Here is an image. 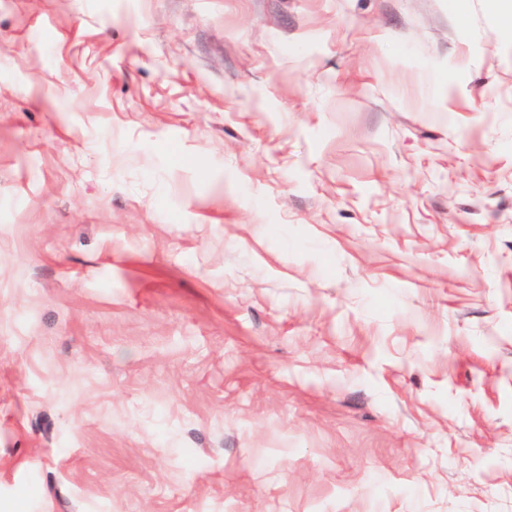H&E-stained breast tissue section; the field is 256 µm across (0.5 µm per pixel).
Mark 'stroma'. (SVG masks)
<instances>
[{
	"mask_svg": "<svg viewBox=\"0 0 512 512\" xmlns=\"http://www.w3.org/2000/svg\"><path fill=\"white\" fill-rule=\"evenodd\" d=\"M512 0H0V512H512Z\"/></svg>",
	"mask_w": 512,
	"mask_h": 512,
	"instance_id": "1",
	"label": "stroma"
}]
</instances>
